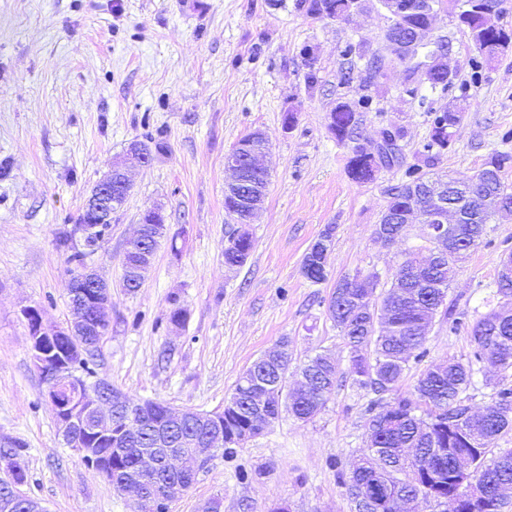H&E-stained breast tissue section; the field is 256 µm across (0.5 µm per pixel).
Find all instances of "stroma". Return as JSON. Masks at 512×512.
I'll return each instance as SVG.
<instances>
[{
  "label": "stroma",
  "instance_id": "35a3bbf8",
  "mask_svg": "<svg viewBox=\"0 0 512 512\" xmlns=\"http://www.w3.org/2000/svg\"><path fill=\"white\" fill-rule=\"evenodd\" d=\"M307 8L308 0H0V437L26 444L23 490L44 512L135 509L64 443L21 315L35 306L46 324L68 321L77 266L57 239L73 232L91 189L132 141L164 148L134 170L129 195L85 259L112 287V323L94 370L132 400L204 411L223 408L242 373L284 338L292 367L328 353L348 371L349 349L327 311L337 280L376 272L386 284L406 258L431 255L420 224L390 245L376 239L385 191L402 173L349 177L350 148L329 128L337 102L370 99L363 138L404 127L400 148L410 159L428 136V107L464 93V119L436 171L466 181L491 154L512 153L504 138L512 131V52L473 77L477 52L440 10L430 37L449 41L455 87L423 85L415 99L406 64L380 77L363 65L389 53L379 0H363L345 21ZM257 129L270 145L267 197L249 226L250 257L230 270L224 159ZM156 206L166 238L131 293L122 286L124 252ZM330 225L329 275L313 284L301 262ZM511 252L512 213L494 218L459 264L447 297L459 324H433L428 355L410 363L399 393L413 391L425 366L468 355L471 324L503 302L495 280ZM174 296L189 313L182 327L168 320ZM373 398L349 383L310 421L282 413L234 454L200 467L172 512H198L214 497L221 512H270L281 503L290 512H353L337 472L366 446Z\"/></svg>",
  "mask_w": 512,
  "mask_h": 512
}]
</instances>
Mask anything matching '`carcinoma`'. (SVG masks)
I'll list each match as a JSON object with an SVG mask.
<instances>
[{
  "mask_svg": "<svg viewBox=\"0 0 512 512\" xmlns=\"http://www.w3.org/2000/svg\"><path fill=\"white\" fill-rule=\"evenodd\" d=\"M471 2L448 0V12L456 15L478 52L479 58L473 61V76L477 77L484 64L512 49V29H486L482 12L475 10ZM351 3L352 0H309L308 11L316 17L339 19L349 14ZM420 69L431 80L432 89L444 92L453 86V78L441 76L437 62L421 61L409 66L413 74ZM465 111L466 107L461 104L454 112L429 108V137L423 144V151L419 152L420 162L414 164L406 163L401 149L392 142L394 138H402V130L397 128L390 133L384 128L380 130L390 139L384 152L385 167L404 169L401 184L387 193L385 208L391 213L396 215L414 204L413 189L421 187L425 181L435 179L447 185L456 184V180L446 175L435 176L427 168L434 165L436 154L433 150L449 147L453 130L460 125ZM334 117L331 131L337 142L343 144L360 137L359 116L354 106L347 102L337 103ZM511 162L512 154L506 152L489 157L477 172L479 192H506L512 196V188L502 177ZM347 172L358 183L373 180L372 158L365 153L349 157ZM462 214V222L457 225V238L448 246V258L424 266L417 258L410 257L399 266L389 288L381 293L380 327L374 326L373 317L363 303L365 296L375 295L380 285L379 275L375 272L368 274V282L358 275L336 281L328 302V314L349 347L353 383L379 396L394 394L392 400L385 403L379 398L370 401L367 446L360 451L348 472L337 473L339 482L351 496L358 491L384 488L407 496L425 495L438 483L443 494L448 496V503L458 504V507L442 512H464L468 506L466 496L476 485L490 484L497 492H512V448L494 447L498 437L512 430V387L500 388L491 403L478 412L471 411L462 397L472 385L474 375L485 365L494 366L502 373L512 372V316H504L495 310L476 320L470 328V352L466 359L450 358L428 367L421 372L412 393H397V385L409 363H419L428 354L423 326L435 321L439 315L455 326L459 324L453 317V308L445 305L448 282L454 265L477 244L485 233V225L492 220V215L465 205ZM334 230V226H327L316 246L303 258L302 275L312 283L328 278ZM253 247L249 230H236L224 246V265L243 266ZM143 261L140 251L124 255L123 283L130 292L140 284L131 282L128 268ZM96 357V350H91L80 367L77 382L67 385L70 400H75L76 384H91L90 378L94 376L91 365L95 364ZM290 362L289 341L284 338L242 374L233 390L235 395L243 394L248 375L258 372L265 373L276 383V389L262 405L263 417L244 402L236 411L224 410L222 451L230 452L245 439L262 434L266 417L277 419L284 408L298 420H311L345 382L336 361L321 354L305 364L311 374L310 387L290 390L283 386ZM162 413L163 404L155 405L154 417L136 432L129 433L126 454L112 463V476L118 479L129 476L139 453L153 447L152 423L162 417ZM169 430L176 441L209 435L205 425L191 420L175 423ZM83 444L100 454H108L112 448L111 437L105 434L90 436ZM24 451L19 442L12 448L13 480L21 484L27 479ZM463 452L472 459V470L465 481L460 480L454 469L456 456ZM172 479L174 473L167 463H162L156 476L148 482L149 494L159 495L161 488Z\"/></svg>",
  "mask_w": 512,
  "mask_h": 512,
  "instance_id": "cac0c4a2",
  "label": "carcinoma"
}]
</instances>
